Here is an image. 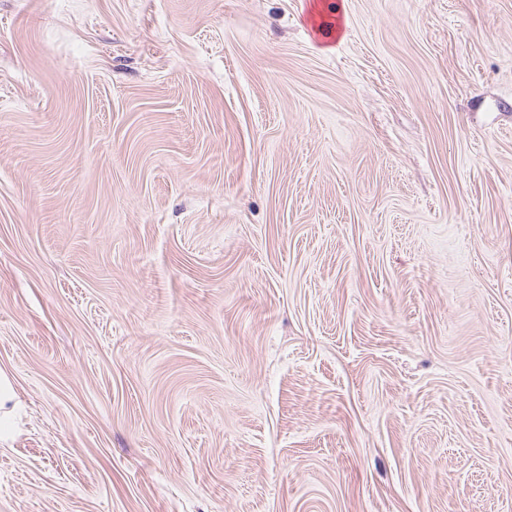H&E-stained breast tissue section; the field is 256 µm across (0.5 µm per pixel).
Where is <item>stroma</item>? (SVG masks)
<instances>
[{"instance_id":"stroma-1","label":"stroma","mask_w":512,"mask_h":512,"mask_svg":"<svg viewBox=\"0 0 512 512\" xmlns=\"http://www.w3.org/2000/svg\"><path fill=\"white\" fill-rule=\"evenodd\" d=\"M0 0V512H512V0ZM13 387L7 376L0 371V439L4 433V422L14 410Z\"/></svg>"}]
</instances>
